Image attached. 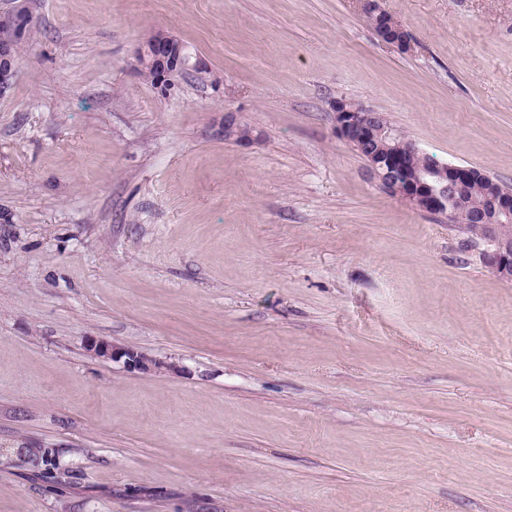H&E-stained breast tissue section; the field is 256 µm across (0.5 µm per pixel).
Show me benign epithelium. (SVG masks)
<instances>
[{"label": "benign epithelium", "instance_id": "benign-epithelium-1", "mask_svg": "<svg viewBox=\"0 0 512 512\" xmlns=\"http://www.w3.org/2000/svg\"><path fill=\"white\" fill-rule=\"evenodd\" d=\"M363 10L370 24L378 29L380 39L391 45L405 47L409 34L391 15L383 11L377 0H362ZM31 26V19L17 12L0 14V93L6 91L14 78V43L24 38ZM150 57L155 71L157 88L169 92L174 78L193 70L203 73L207 65L200 59L192 60L186 46L172 35L158 32L137 49L136 58ZM334 112L337 134L366 162L371 175L387 191L400 196L420 210L454 223L456 204L461 201L468 185L477 179L474 169L455 164L429 163L428 166L408 164V160L429 155L419 146L406 140L391 125L385 116L371 109L353 106L343 98L331 105ZM241 123L233 112L224 115V136L239 144L254 142L255 136L240 134ZM471 223L480 225L478 242L483 244L481 259L492 273L501 279L512 280V236L504 226L512 223V190L504 191L488 182L484 189V200L470 214ZM87 350L95 357L120 362L130 371L178 372L174 363L161 361L129 345L89 336Z\"/></svg>", "mask_w": 512, "mask_h": 512}]
</instances>
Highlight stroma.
I'll return each mask as SVG.
<instances>
[{
  "mask_svg": "<svg viewBox=\"0 0 512 512\" xmlns=\"http://www.w3.org/2000/svg\"><path fill=\"white\" fill-rule=\"evenodd\" d=\"M18 5L0 512H512V281L386 192L331 111L512 187V0H379L403 49L360 0ZM159 31L208 67L169 95L136 69ZM361 2L370 24L377 27L378 36L382 41L401 48L408 45V32L391 15L383 11L376 0H362ZM86 347L95 357L112 361V363L122 362L123 367L130 371H181L176 364L156 359L133 346L114 344L94 336L87 337Z\"/></svg>",
  "mask_w": 512,
  "mask_h": 512,
  "instance_id": "1",
  "label": "stroma"
}]
</instances>
